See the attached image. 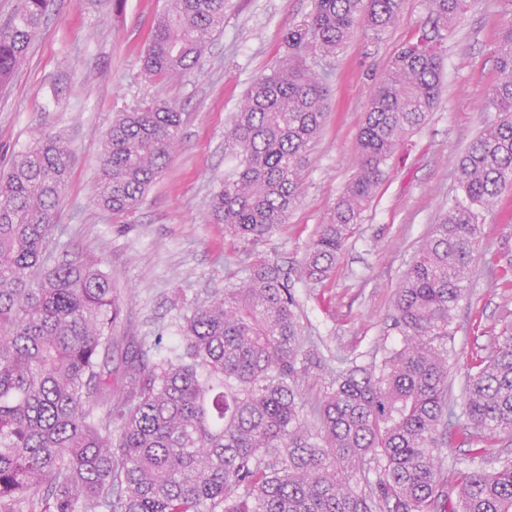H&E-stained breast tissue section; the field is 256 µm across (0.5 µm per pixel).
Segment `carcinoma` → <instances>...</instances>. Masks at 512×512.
<instances>
[{"label": "carcinoma", "mask_w": 512, "mask_h": 512, "mask_svg": "<svg viewBox=\"0 0 512 512\" xmlns=\"http://www.w3.org/2000/svg\"><path fill=\"white\" fill-rule=\"evenodd\" d=\"M429 27L396 51L373 89L356 170L319 225L300 279L336 266L407 135L426 123L443 78L442 44L468 0H426ZM51 0H20L0 27V82L26 59ZM402 0H311L283 35V55L234 113L238 158L208 217L259 242L299 203L302 162L326 119L327 87L307 65L334 57L362 26L375 39ZM224 27V0H169L145 71L186 75ZM495 113L457 160L448 211L397 290L403 336L378 362L339 371L310 403L302 386L325 365L302 336L280 267L256 256L247 275L183 315L158 361L131 358L122 382L101 372L122 308L100 264L55 263L52 224L71 148L41 135L0 178V512H512V458L461 465L445 448L512 435V325L467 363L460 402L449 381L454 312L474 285L485 213L512 188V26L495 46ZM183 119L161 102L120 114L106 133L99 204L136 210L166 169ZM451 472L454 480L445 477Z\"/></svg>", "instance_id": "carcinoma-1"}]
</instances>
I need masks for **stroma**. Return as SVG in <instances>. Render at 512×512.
<instances>
[{"instance_id":"obj_1","label":"stroma","mask_w":512,"mask_h":512,"mask_svg":"<svg viewBox=\"0 0 512 512\" xmlns=\"http://www.w3.org/2000/svg\"><path fill=\"white\" fill-rule=\"evenodd\" d=\"M165 0H55L25 61L0 86V171L47 130L65 131L73 162L56 211L55 258L79 251L99 260L122 303L113 329L118 346L102 369L120 376L124 357L177 339L183 313L215 288L247 274L248 253L282 266L294 280L300 322L326 358L316 399L342 361L371 362L401 343L391 314L396 290L432 224L448 207L456 163L491 114L485 109L496 73L494 48L512 23L505 0H472L445 54L441 101L407 136L400 160L347 240L330 278L297 280L319 226L355 172L359 129L375 83L393 54L416 41L425 0H404L382 39L354 30L336 58L312 59L329 91V114L309 150L299 204L287 224L255 245L232 241L208 218L210 192L235 163L224 131L245 94L281 56V37L310 11V0H226L224 29L197 67L178 79L146 77L143 56ZM155 101L183 114L180 142L167 169L132 213L115 216L98 203L100 143L117 113ZM477 280L456 312L450 376L462 386L472 354L489 355L512 324V291L501 288L497 252L512 246V189L481 226Z\"/></svg>"}]
</instances>
